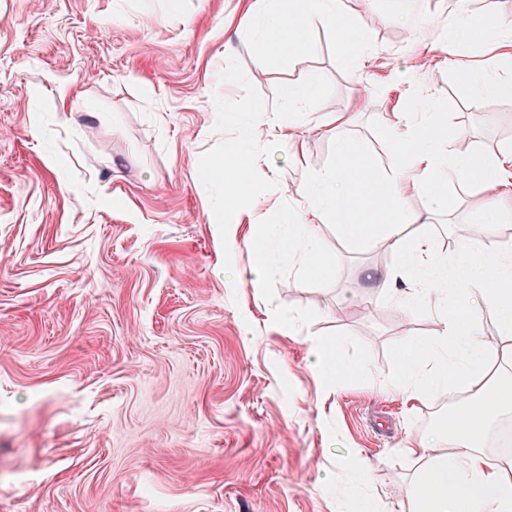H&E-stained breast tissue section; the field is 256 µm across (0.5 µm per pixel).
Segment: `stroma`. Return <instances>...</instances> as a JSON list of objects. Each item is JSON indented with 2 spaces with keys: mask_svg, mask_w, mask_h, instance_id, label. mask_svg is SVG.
Instances as JSON below:
<instances>
[{
  "mask_svg": "<svg viewBox=\"0 0 512 512\" xmlns=\"http://www.w3.org/2000/svg\"><path fill=\"white\" fill-rule=\"evenodd\" d=\"M352 6L373 63L347 69L315 21L267 71L241 0H0V512H354L368 495L408 512L419 465L403 448L448 402L412 410L384 386L439 318L402 313L397 257L330 223L334 278L297 256L281 281L235 287L254 255L225 248L211 222L224 188L201 175L241 136L225 113L263 121L250 105L280 109L287 80L321 90L289 115L305 147L283 166L284 207L336 164L330 112L353 113L344 138L386 174L413 26L389 0ZM427 87L465 148L512 145V97L472 98L447 68ZM443 189L444 212L409 198L422 220L405 233L451 261L483 195ZM324 341L364 373L334 385L312 371Z\"/></svg>",
  "mask_w": 512,
  "mask_h": 512,
  "instance_id": "1",
  "label": "stroma"
}]
</instances>
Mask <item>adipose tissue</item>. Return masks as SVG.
Listing matches in <instances>:
<instances>
[{
    "label": "adipose tissue",
    "instance_id": "obj_1",
    "mask_svg": "<svg viewBox=\"0 0 512 512\" xmlns=\"http://www.w3.org/2000/svg\"><path fill=\"white\" fill-rule=\"evenodd\" d=\"M274 4L267 21L254 25L257 37L268 45L262 59L265 69L279 67L285 34H292L297 45H304L307 24L314 17L346 40V68H354L363 56L364 34L360 25L350 20L346 0H274ZM448 28L453 31L449 37L424 20L416 26L421 45L441 46V63L467 57L480 41L500 65L512 67V30L501 20L476 19L461 0H453L448 6ZM351 120L350 113L332 112L323 126L338 137ZM239 123L246 140L276 143L291 156L304 149L303 136L293 123L256 124L245 112ZM468 136L462 127L445 134L428 94L421 92L411 97L409 111L396 113L389 126L386 174L364 165L362 145L338 137V163L305 183L299 208L272 209L266 222L255 225L251 238L260 248L245 287H264L276 278L284 259L297 252L315 272L333 274V267L321 260L317 236L318 226L326 223L335 224L342 239L369 240L397 256L398 277L418 278L441 267L431 237L423 234L410 240L404 228L417 221L406 207L408 196H426L437 208L446 205L447 195L442 190L446 173L460 186L475 185L483 192L476 223L511 224L512 147L486 156L456 149L455 141ZM256 167L248 153L233 147L225 148L204 167L207 179L224 184V208L212 218L218 231H226L227 215H250L252 201L260 191L271 196L285 194L280 167L268 165L261 180L256 177ZM357 179L374 189L375 210L368 222L358 221L360 199L349 189ZM452 294L457 297L453 304L448 301ZM444 302L449 309L437 338L426 346L397 352L399 375L388 389L414 408L445 392L465 393L468 400L456 407L445 430L408 447V454L422 459L423 469L403 493L411 512H512V461L494 466L481 451L490 426L512 410V246L466 240L450 269H444L426 287L408 289L400 300L407 309H430ZM479 308L499 314L496 342L484 340L475 315Z\"/></svg>",
    "mask_w": 512,
    "mask_h": 512
}]
</instances>
